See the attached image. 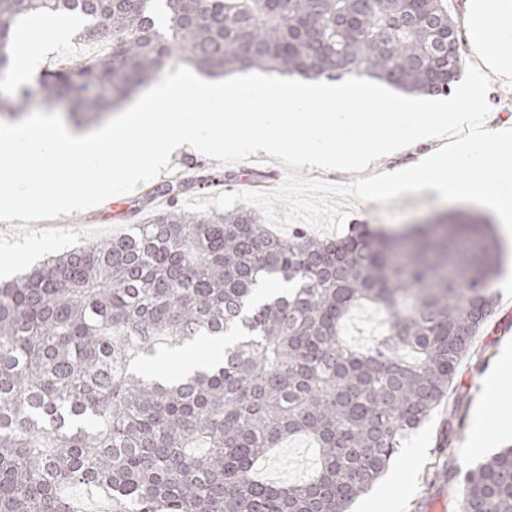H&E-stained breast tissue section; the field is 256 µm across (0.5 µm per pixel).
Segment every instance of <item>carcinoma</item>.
<instances>
[{"label":"carcinoma","instance_id":"carcinoma-1","mask_svg":"<svg viewBox=\"0 0 512 512\" xmlns=\"http://www.w3.org/2000/svg\"><path fill=\"white\" fill-rule=\"evenodd\" d=\"M67 14L107 52L46 73L37 95L88 124L178 64L444 95L432 74L463 61L448 0H0V80L28 17ZM30 97H1L0 117ZM501 263L467 214L413 238L356 224L328 241L280 237L244 205L165 209L54 256L0 284V512H81V488L107 512H346L448 397ZM362 303L384 329L356 350L339 327ZM217 340L223 356L185 375L147 368ZM298 433L318 445L316 476L259 482ZM442 480L462 486L460 512H512V448L463 473L444 459Z\"/></svg>","mask_w":512,"mask_h":512}]
</instances>
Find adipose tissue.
I'll use <instances>...</instances> for the list:
<instances>
[{
	"label": "adipose tissue",
	"instance_id": "obj_1",
	"mask_svg": "<svg viewBox=\"0 0 512 512\" xmlns=\"http://www.w3.org/2000/svg\"><path fill=\"white\" fill-rule=\"evenodd\" d=\"M471 24L465 33L478 49L484 66L512 80V0H465Z\"/></svg>",
	"mask_w": 512,
	"mask_h": 512
}]
</instances>
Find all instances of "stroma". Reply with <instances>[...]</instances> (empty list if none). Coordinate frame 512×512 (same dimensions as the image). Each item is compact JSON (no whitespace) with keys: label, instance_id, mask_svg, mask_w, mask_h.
<instances>
[{"label":"stroma","instance_id":"35a3bbf8","mask_svg":"<svg viewBox=\"0 0 512 512\" xmlns=\"http://www.w3.org/2000/svg\"><path fill=\"white\" fill-rule=\"evenodd\" d=\"M33 45L40 52L39 69L43 72L65 66L77 55L87 62L101 53L100 48L81 42L72 33L60 41L37 39ZM170 165V171L161 172L154 183L160 185L201 175L210 177L208 187L194 192L195 197L202 200L217 197L222 192L270 190L285 176L281 162L265 154L260 155L255 164L245 160L224 165L193 153H181L171 158ZM150 186L144 183L133 192L120 195L117 206L110 208L102 204L84 213L32 221L28 227L37 231L95 227L106 229L112 237L121 235L130 225L145 222L155 212L168 208V198L149 197ZM339 205L347 214V224H367L386 232L411 229L436 216L465 208L464 203L444 201L425 193L402 195L386 204L345 197L340 199ZM494 290L491 316L484 330L475 337L471 351L461 360L448 400L434 409L428 419L402 442L387 476L381 477L373 488L375 497L366 505L371 512H429L432 501L439 496L445 497L447 512H459V486H433L428 482V476L438 462L439 444H446L465 470L475 467L499 448L512 444V420H504L501 406L484 397L487 380L497 368L502 343H512V246L507 249L503 273ZM478 406L483 407L489 428L483 447L474 450L470 447L472 413ZM453 409L458 412L459 427L450 433L446 430V422ZM317 462V451L311 439L298 435L269 450L258 476L278 484L300 482L315 474ZM404 470L410 473V489L405 493L390 480L391 475Z\"/></svg>","mask_w":512,"mask_h":512}]
</instances>
